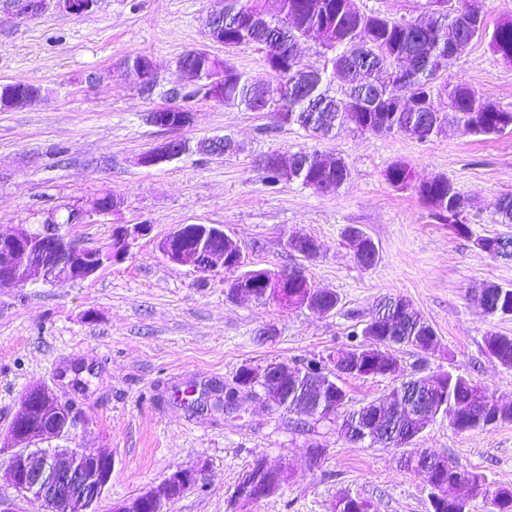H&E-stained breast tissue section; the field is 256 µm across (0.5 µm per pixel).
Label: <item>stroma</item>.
I'll list each match as a JSON object with an SVG mask.
<instances>
[{"mask_svg":"<svg viewBox=\"0 0 512 512\" xmlns=\"http://www.w3.org/2000/svg\"><path fill=\"white\" fill-rule=\"evenodd\" d=\"M0 0V82L22 79L45 90L25 109L0 111V233L33 224L68 202L92 209L112 192V214L70 226L82 244L108 246L119 224H149L122 263L92 279L58 287L0 288V433L22 391L45 384L74 399L87 428L76 443L114 458L112 484L97 504L113 503L161 483L178 467L202 464L204 476L170 512H234L231 496L256 456L288 468L276 495L246 512H332L339 495L370 500L376 512H431L423 475L404 469L402 449L348 441L330 420L299 417L242 399L224 417L176 399L195 386L211 391L243 366L269 360L303 365L345 348L351 313L370 316L385 297L404 298L438 338L435 354L396 349L401 376L454 371L512 403V369L485 350L490 335L512 336V316L490 317L474 294L512 284V261L474 245L478 236H512L495 205L512 196V131L491 137L464 134L454 122L427 141L341 127L314 140L268 112L196 97L185 103L193 123L168 131L150 124L152 110L172 104L183 77L176 63L191 50L227 58L260 83L272 76L265 48L252 43L225 51L208 38V19L224 0H98L93 12L73 14L46 0L21 19ZM142 53L155 64L152 88L127 82L115 66ZM437 84L463 82L512 110V63L475 39L440 73ZM231 136L235 152H190L155 167L137 158L157 143L196 144ZM315 149L344 159L349 176L338 191L320 194L297 182L269 186L257 165L265 153ZM405 162L414 182L447 176L468 202L471 237L457 234L412 190L384 178ZM183 224H214L240 243L249 264L279 270L302 267L313 285L336 293L329 315L256 304L227 296L224 274L199 278L168 262L158 245ZM362 229L379 256L360 266L346 238ZM294 234L320 245L308 261L287 245ZM273 340H263L267 328ZM320 460H312L313 447ZM481 473L488 487L512 486V423L467 432L437 417L411 444Z\"/></svg>","mask_w":512,"mask_h":512,"instance_id":"stroma-1","label":"stroma"}]
</instances>
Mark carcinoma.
I'll return each mask as SVG.
<instances>
[{"label":"carcinoma","instance_id":"obj_1","mask_svg":"<svg viewBox=\"0 0 512 512\" xmlns=\"http://www.w3.org/2000/svg\"><path fill=\"white\" fill-rule=\"evenodd\" d=\"M438 6L427 18L389 17L369 11L361 18L351 14L354 0H280L278 13L266 14L263 0H224V48L232 50L242 44L258 43L284 56L294 52V46L310 31H322L326 43L322 45L324 63L320 69L299 67L284 75L275 76V82L288 81L292 92L288 98V124L296 125L315 137H329L336 127L348 123L362 132L393 134L411 132L418 140H427L438 134L448 118L460 123L464 132L473 136H494L503 132L502 126L512 123V110H505L477 94L464 83L456 84L448 95L443 111L437 99L442 91L434 81L438 73L448 69L455 56L449 45L468 46L476 37L487 34L485 12L474 0L468 8L453 5V0H435ZM493 52L512 60V19L500 22L490 33ZM413 62L410 79L404 84L414 94L430 97L426 107L414 110L398 104V94L389 82L377 80L376 74L392 69L395 61ZM224 98L226 104L244 105L253 109L254 84L227 60H222ZM319 153L299 151L291 155L295 171L301 173L304 187L314 181H323L338 190L347 180V163L339 158L333 171L321 168ZM385 180L393 187L411 186V172L403 162H394L385 170ZM417 196L436 212L448 214V223L458 224L457 232L469 235L465 198L444 175H435L414 186ZM494 302L498 310L483 307L489 314L505 315L512 311V285L500 286ZM391 301L385 299L351 331V346L365 337L372 343L386 346H408L419 351L424 348L427 334H435L433 327L413 307H408L400 326L380 318V312ZM486 350L503 366L512 368V337L491 335L485 340ZM472 399L475 407H490L497 411L498 402L486 387L461 374L447 372L446 411L452 426L467 420V429L482 427L465 406ZM438 484L445 486L446 499L432 512H469L454 499L458 481L467 480L480 486L485 478L477 472H466L452 467L433 474ZM491 512H512V489L487 491Z\"/></svg>","mask_w":512,"mask_h":512}]
</instances>
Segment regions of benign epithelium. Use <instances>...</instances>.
<instances>
[{
	"instance_id": "7a95c632",
	"label": "benign epithelium",
	"mask_w": 512,
	"mask_h": 512,
	"mask_svg": "<svg viewBox=\"0 0 512 512\" xmlns=\"http://www.w3.org/2000/svg\"><path fill=\"white\" fill-rule=\"evenodd\" d=\"M70 13L92 12L97 0H57ZM209 39L224 43V14L211 17L208 27ZM185 77L184 87H197L205 83L210 95L220 97L224 85V68L209 65L210 76L203 78V70L178 62ZM152 60L142 59L124 62L119 68L120 76L129 81H143L152 73ZM288 87H283L276 98L259 87L255 109L265 111L283 106ZM41 97L35 87L25 95L7 93L0 95V109L24 108L34 105ZM185 154L181 141L169 140L142 154L137 159L141 167H154L170 162ZM68 212L64 223L86 224L93 218L104 217L117 209V199L110 198L109 205L97 198L91 211L79 204H66ZM59 212L47 214L37 225L20 224L7 235L0 233V288H25L34 279L41 278L46 285L54 286L63 281H85L95 276L106 265L123 262L137 241L147 234L148 224H124L116 228L112 243L106 249L83 246L69 233L62 231ZM182 228H177L159 243V249L168 261L186 266L205 277L217 266L227 270L224 279L227 294L231 298H245L255 303H267L274 297L288 298V270L249 269L244 262V249L220 226L213 224L194 225L195 243L190 248L175 245L181 237ZM350 246L356 254L378 257L374 241L356 227L348 236ZM308 238L295 235L288 239V246L295 252L305 248L303 254L315 258L319 245L305 246ZM262 286L263 293L256 292ZM296 295V306L310 312L325 315L327 311L317 306L319 290L312 283L301 285ZM331 367L312 372L290 367L285 362L274 361L251 367L246 371L247 382L234 380L233 395L224 399V415L236 412L244 397L259 400L267 407L278 404L281 392L292 388L298 392L308 390L317 393L314 402L298 416L329 419L336 416V404L323 400V393L336 384V377L361 368L368 375L393 377L399 373L398 360H390L382 348L363 347L340 352L330 357ZM429 388L437 397L426 401L427 409L413 416L418 431H423L438 415L444 413L443 373L428 375ZM366 413L373 422L369 425L352 419L343 424L340 434L345 438L359 436L371 441L379 434L395 437L397 430L387 419L388 401L385 399L365 403ZM86 429L85 414L71 399L61 400L52 396L41 384H31L20 396L18 409L11 418L5 433L0 435V456L10 450L7 460H0V486L12 490L18 496L32 495L42 499L50 512H94V506L112 482L114 460L112 455L93 452L86 448H74L71 443ZM414 471L427 474L435 469H448V460L434 457L418 450L406 456ZM202 469L196 465L178 467L160 484L146 489L139 495L116 503L112 512H168L169 506L184 492L199 483ZM288 467H272L266 460L256 471L247 472L233 492L237 504L255 503L276 494L286 482Z\"/></svg>"
}]
</instances>
